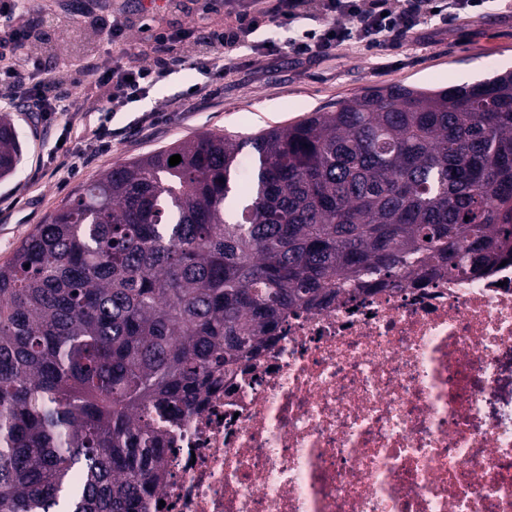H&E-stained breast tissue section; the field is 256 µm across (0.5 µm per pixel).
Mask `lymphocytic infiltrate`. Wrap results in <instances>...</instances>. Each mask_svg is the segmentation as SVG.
Here are the masks:
<instances>
[{"label":"lymphocytic infiltrate","mask_w":512,"mask_h":512,"mask_svg":"<svg viewBox=\"0 0 512 512\" xmlns=\"http://www.w3.org/2000/svg\"><path fill=\"white\" fill-rule=\"evenodd\" d=\"M487 0H208L205 11L193 0H168L176 20L158 30L145 49L129 41L132 30L145 26L144 13L100 14L95 0H69L64 12L32 9L28 0H0V109L37 113L43 124L58 114L77 120L89 98L101 114L91 137L102 148L112 146L113 113L146 97L172 73L196 70L200 82L172 98L167 109L189 112L213 98L225 76L237 66L240 50L251 57L289 59L303 64L335 55L357 44L382 52L400 49L419 26L447 29L462 13L483 7ZM234 15L230 27H209L206 13ZM89 20L88 39L110 44L107 55L83 61L82 77L72 83L51 77L48 60L67 66V46L73 18ZM316 20L313 28L304 27ZM272 27L276 36L257 38Z\"/></svg>","instance_id":"1"}]
</instances>
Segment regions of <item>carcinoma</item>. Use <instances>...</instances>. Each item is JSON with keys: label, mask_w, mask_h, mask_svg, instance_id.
Instances as JSON below:
<instances>
[{"label": "carcinoma", "mask_w": 512, "mask_h": 512, "mask_svg": "<svg viewBox=\"0 0 512 512\" xmlns=\"http://www.w3.org/2000/svg\"><path fill=\"white\" fill-rule=\"evenodd\" d=\"M21 162L0 113V179ZM508 256L512 71L369 90L104 171L0 265V512H135L161 478L155 421L194 409L288 311Z\"/></svg>", "instance_id": "1"}]
</instances>
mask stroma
I'll use <instances>...</instances> for the list:
<instances>
[{"label":"stroma","mask_w":512,"mask_h":512,"mask_svg":"<svg viewBox=\"0 0 512 512\" xmlns=\"http://www.w3.org/2000/svg\"><path fill=\"white\" fill-rule=\"evenodd\" d=\"M506 68L512 69V0H492L448 29L421 26L410 42L388 55L355 45L308 67L289 60L243 58L223 90L194 112L174 115L162 109L166 99L185 92L197 79L191 71L175 73L131 111L113 117L111 151H90L88 162L75 174L68 171V157L50 152L65 132L63 122L48 127L28 113H12L23 158L15 177L0 180V264L8 262L21 242L77 188L114 165L204 132L251 134L285 125L311 112L334 110L337 103L372 88L445 87ZM150 110L161 113L154 128L127 133V125Z\"/></svg>","instance_id":"1"}]
</instances>
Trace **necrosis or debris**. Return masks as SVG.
<instances>
[{
	"label": "necrosis or debris",
	"mask_w": 512,
	"mask_h": 512,
	"mask_svg": "<svg viewBox=\"0 0 512 512\" xmlns=\"http://www.w3.org/2000/svg\"><path fill=\"white\" fill-rule=\"evenodd\" d=\"M512 262L288 313L137 512H512Z\"/></svg>",
	"instance_id": "4bbe7bcc"
}]
</instances>
